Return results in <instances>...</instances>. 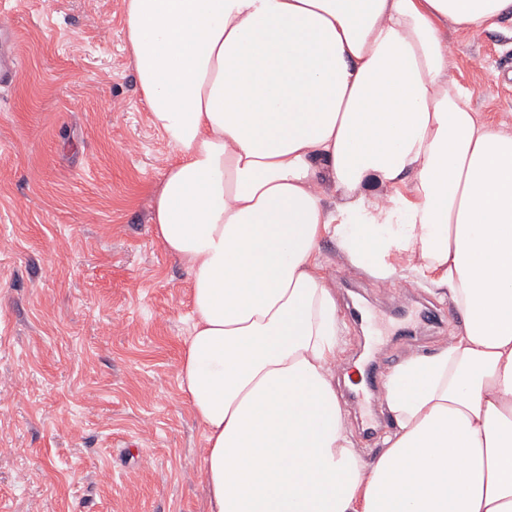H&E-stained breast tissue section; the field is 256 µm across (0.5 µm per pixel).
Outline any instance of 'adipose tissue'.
<instances>
[{
    "label": "adipose tissue",
    "instance_id": "obj_1",
    "mask_svg": "<svg viewBox=\"0 0 512 512\" xmlns=\"http://www.w3.org/2000/svg\"><path fill=\"white\" fill-rule=\"evenodd\" d=\"M123 2L179 155L152 222L191 284L177 381L208 512H512V129L449 79L445 36L512 0ZM327 238L383 279L405 258L463 322L386 376L370 461L336 392Z\"/></svg>",
    "mask_w": 512,
    "mask_h": 512
}]
</instances>
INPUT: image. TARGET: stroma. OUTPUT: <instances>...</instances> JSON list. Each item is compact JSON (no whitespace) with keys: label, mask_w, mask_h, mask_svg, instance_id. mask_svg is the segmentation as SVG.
I'll return each instance as SVG.
<instances>
[{"label":"stroma","mask_w":512,"mask_h":512,"mask_svg":"<svg viewBox=\"0 0 512 512\" xmlns=\"http://www.w3.org/2000/svg\"><path fill=\"white\" fill-rule=\"evenodd\" d=\"M19 34L0 84V512H206L203 431L178 388L190 283L152 232L175 151L156 130L122 0H0ZM448 76L512 127V20L449 29ZM337 287L345 373L401 362L462 327L443 291L396 270L388 287L321 246ZM383 324L377 346L352 308Z\"/></svg>","instance_id":"35a3bbf8"}]
</instances>
